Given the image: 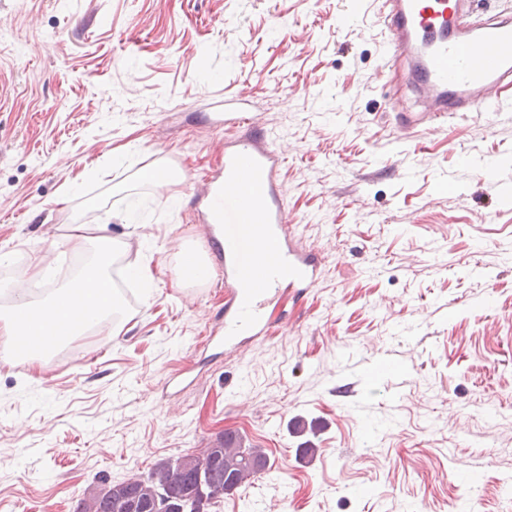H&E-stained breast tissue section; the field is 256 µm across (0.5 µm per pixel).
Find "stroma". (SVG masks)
Returning a JSON list of instances; mask_svg holds the SVG:
<instances>
[{
	"instance_id": "1",
	"label": "stroma",
	"mask_w": 512,
	"mask_h": 512,
	"mask_svg": "<svg viewBox=\"0 0 512 512\" xmlns=\"http://www.w3.org/2000/svg\"><path fill=\"white\" fill-rule=\"evenodd\" d=\"M362 3L0 0V276L63 285L101 229L150 270L111 332L0 359V512H75L227 432L272 469L217 512L512 506V100L400 128L428 103ZM228 97L284 148L322 274L218 353L224 298L176 266L208 244L191 199Z\"/></svg>"
}]
</instances>
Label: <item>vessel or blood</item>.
I'll list each match as a JSON object with an SVG mask.
<instances>
[{
  "instance_id": "b4317fda",
  "label": "vessel or blood",
  "mask_w": 512,
  "mask_h": 512,
  "mask_svg": "<svg viewBox=\"0 0 512 512\" xmlns=\"http://www.w3.org/2000/svg\"><path fill=\"white\" fill-rule=\"evenodd\" d=\"M388 66L413 62L416 80L428 83L435 107L427 119L446 123L453 112H484L487 87L512 90V15L498 12L460 27L468 0H381ZM283 151L257 128L224 145V165L201 195V214L214 254L215 286L224 290L221 336L208 343L232 348L267 336V309L284 292L311 288L318 259L297 242L285 204ZM253 251L254 268L240 261Z\"/></svg>"
}]
</instances>
